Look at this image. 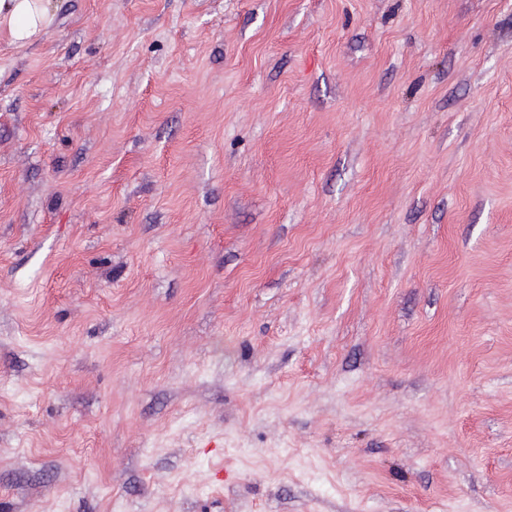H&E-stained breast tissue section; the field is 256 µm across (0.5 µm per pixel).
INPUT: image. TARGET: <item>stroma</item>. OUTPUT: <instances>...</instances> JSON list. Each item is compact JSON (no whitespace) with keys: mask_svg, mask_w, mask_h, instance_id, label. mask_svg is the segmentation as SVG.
<instances>
[{"mask_svg":"<svg viewBox=\"0 0 512 512\" xmlns=\"http://www.w3.org/2000/svg\"><path fill=\"white\" fill-rule=\"evenodd\" d=\"M0 33V512H512V0H53ZM52 0H0V32L11 44L22 46L53 20Z\"/></svg>","mask_w":512,"mask_h":512,"instance_id":"1","label":"stroma"}]
</instances>
